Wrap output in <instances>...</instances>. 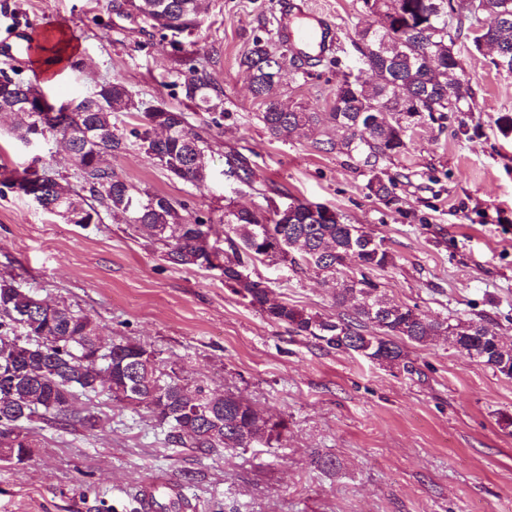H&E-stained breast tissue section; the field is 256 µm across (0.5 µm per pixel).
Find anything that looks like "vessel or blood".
<instances>
[{
  "label": "vessel or blood",
  "instance_id": "b4317fda",
  "mask_svg": "<svg viewBox=\"0 0 512 512\" xmlns=\"http://www.w3.org/2000/svg\"><path fill=\"white\" fill-rule=\"evenodd\" d=\"M279 22L275 36L296 53H321L334 44L332 30L308 0H277Z\"/></svg>",
  "mask_w": 512,
  "mask_h": 512
}]
</instances>
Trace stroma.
Here are the masks:
<instances>
[{"label":"stroma","instance_id":"stroma-1","mask_svg":"<svg viewBox=\"0 0 512 512\" xmlns=\"http://www.w3.org/2000/svg\"><path fill=\"white\" fill-rule=\"evenodd\" d=\"M276 0H206L193 35L166 37L113 0H0V71L39 84L50 103L95 82L119 80L144 103L192 112L180 94L189 66L224 92V117L210 131L212 178L205 187L170 178L132 148L111 162L120 175L185 201L224 236L228 211L273 209L283 195L334 209L344 223L385 240L393 266L372 271L395 302L431 319H472L512 343V75L462 38L465 76L478 111L424 122L404 153L384 165L398 203L369 194L367 176L344 155L318 147L319 132L271 138L241 60L274 37ZM335 31L338 66L286 67L277 97L329 111L338 67H355L351 37L368 26L361 0H310ZM64 29L79 69L64 65L38 83L27 37ZM467 132H460L459 122ZM0 115V164L49 167L76 189L79 172L55 143H23ZM238 150L255 171L228 185L224 155ZM272 294L332 316L336 284L315 269L255 263ZM80 311L105 340L150 347L188 383L230 391L263 416L288 424L280 441L221 454L173 448L151 413L102 406L97 429L31 425L36 445L21 466L0 461V512H132L140 485L156 474L180 485L187 512H512V379L452 348L446 339L404 342L400 364L329 350L269 320L225 286L217 270L174 268L160 249L104 215L70 224L28 197L0 194V277Z\"/></svg>","mask_w":512,"mask_h":512}]
</instances>
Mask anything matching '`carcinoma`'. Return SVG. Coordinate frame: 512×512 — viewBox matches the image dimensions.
Here are the masks:
<instances>
[{"mask_svg": "<svg viewBox=\"0 0 512 512\" xmlns=\"http://www.w3.org/2000/svg\"><path fill=\"white\" fill-rule=\"evenodd\" d=\"M205 0H121L119 11L140 14L159 30L193 32L201 24ZM364 11L376 14L389 26L354 31L352 45L360 63L374 74L365 85L340 71L336 101L331 111L316 112L290 107L274 96L279 77L268 71L269 42L255 40L241 64L251 74L254 97L265 109L260 120L270 137L306 136L321 127L325 138L319 148L346 155L365 169L366 189L392 203L396 181L379 176L380 166L407 149V133L421 124L423 114L446 119L448 115L475 112L479 103L464 77L458 42L473 33L476 48L486 45L495 54H512V0H362ZM0 112L14 117L12 133L20 141L39 135L61 143L69 152L82 180L81 191L64 186L46 170L29 169L19 175L0 168V186L27 195V187L40 190L38 206L57 215L65 209L78 224H98L102 214L130 211L131 228L162 249L174 268L203 267L208 257L203 242L211 225L191 215L185 202L152 192L121 177L107 164L110 157L135 146L167 174L196 187L211 176L208 131L224 115L222 92L195 68L181 82V94L209 120L193 124L180 109L145 107L121 81H103L92 95L74 100L69 112L40 117V91L3 73ZM131 116L138 124L125 136L119 117ZM181 125L184 135L159 140L158 125ZM224 173L250 186L254 170L239 151L225 155ZM291 212L237 209L229 213L224 245L217 247L223 262L224 284L246 299L270 320L285 323L299 336L311 337L330 349L355 353L372 362L404 359L398 340L424 343L445 336L455 348L507 378H512V344L504 343L484 323L458 319L431 320L415 307L386 296L367 272L394 265V255L384 240L380 250L358 254L360 277L346 273L350 235H361L353 224L324 221L307 213L306 203L293 199ZM281 260L293 270L312 267L336 281V317H323L274 298L264 281L243 275L257 262ZM32 307L23 326L14 312ZM96 326L64 304L32 305V294L15 278H0V365L19 373L23 385L12 401L4 400L6 378L0 377V446L19 451L33 447L25 424L36 419L93 431L99 416L91 412L94 400L136 401L155 382L172 386L171 397L147 407L158 425L167 429L168 441L180 448L219 452L279 441L287 430L284 420L268 423L253 406L231 392L224 393L221 408H211L207 386L189 385L168 372L156 358L145 367L137 358L145 353L130 340L112 341L97 351Z\"/></svg>", "mask_w": 512, "mask_h": 512, "instance_id": "obj_1", "label": "carcinoma"}]
</instances>
